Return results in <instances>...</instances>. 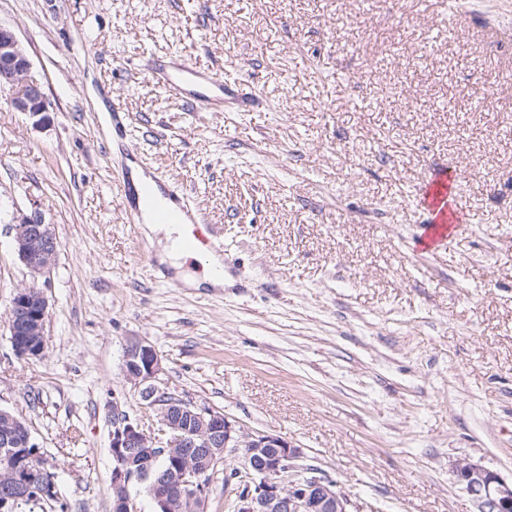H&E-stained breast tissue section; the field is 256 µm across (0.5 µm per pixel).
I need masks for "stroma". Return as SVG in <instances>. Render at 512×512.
<instances>
[{
  "label": "stroma",
  "instance_id": "35a3bbf8",
  "mask_svg": "<svg viewBox=\"0 0 512 512\" xmlns=\"http://www.w3.org/2000/svg\"><path fill=\"white\" fill-rule=\"evenodd\" d=\"M0 25L50 103L39 121L0 89V406L53 466L37 512H112V407L143 413L131 338L159 387L300 448L352 512H474L461 459L512 477V0H0ZM175 53L256 104L169 100L140 60ZM116 111L223 225V287L172 286L123 207ZM442 166L456 222L425 251ZM36 212L59 255L21 360L10 225Z\"/></svg>",
  "mask_w": 512,
  "mask_h": 512
}]
</instances>
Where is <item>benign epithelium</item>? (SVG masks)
<instances>
[{
  "mask_svg": "<svg viewBox=\"0 0 512 512\" xmlns=\"http://www.w3.org/2000/svg\"><path fill=\"white\" fill-rule=\"evenodd\" d=\"M11 90L15 112L46 116L50 105L15 33L0 25V88ZM19 260L36 276L53 266L58 241L52 225L22 217L11 227ZM48 298L37 283L17 289L8 311L10 342L20 359H37L45 351ZM163 371L156 348L141 339L128 341L124 353L127 381L141 390L151 426L112 406V508L131 512L128 487L152 475V462L168 457L170 468L153 482L155 504L169 512L175 499L184 512H205L210 470L228 455L242 451L225 473L241 476L247 489L236 512H349L350 500L337 481L301 464L300 449L274 434L249 431L204 404L186 402L155 381ZM0 512L57 497L55 474L26 423L0 407ZM139 468H131L132 461ZM457 482L471 496L475 512H512V481L467 459L454 466Z\"/></svg>",
  "mask_w": 512,
  "mask_h": 512,
  "instance_id": "obj_1",
  "label": "benign epithelium"
}]
</instances>
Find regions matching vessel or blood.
I'll return each instance as SVG.
<instances>
[{"mask_svg":"<svg viewBox=\"0 0 512 512\" xmlns=\"http://www.w3.org/2000/svg\"><path fill=\"white\" fill-rule=\"evenodd\" d=\"M155 80L168 99L197 110L220 112L233 108L249 110L253 100L240 92L237 83L207 69H201L182 56L157 60ZM123 205L135 217H148L153 224H179L185 234L181 240L184 250L196 252L205 248L222 247L224 229L211 223L206 212L191 204L187 192L177 180L151 176L149 185L138 187L131 175H124L119 184ZM428 203L434 221L426 225L425 237L434 240L445 233L452 216L447 208L448 175L440 173L428 185Z\"/></svg>","mask_w":512,"mask_h":512,"instance_id":"b4317fda","label":"vessel or blood"}]
</instances>
